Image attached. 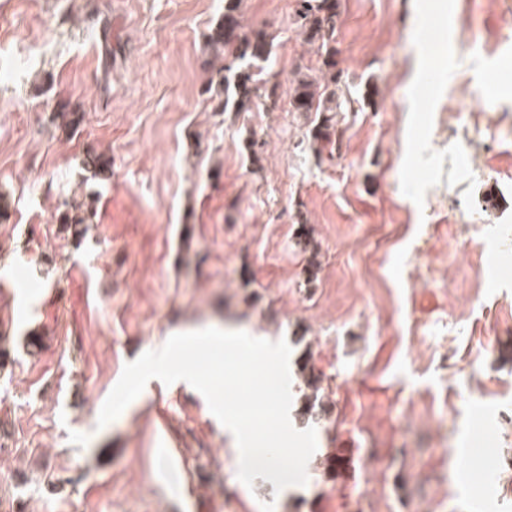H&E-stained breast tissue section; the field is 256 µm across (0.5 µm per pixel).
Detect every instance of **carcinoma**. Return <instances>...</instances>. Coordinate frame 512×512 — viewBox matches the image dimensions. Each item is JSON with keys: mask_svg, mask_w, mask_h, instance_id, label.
<instances>
[{"mask_svg": "<svg viewBox=\"0 0 512 512\" xmlns=\"http://www.w3.org/2000/svg\"><path fill=\"white\" fill-rule=\"evenodd\" d=\"M241 0H224V16L205 34V48L208 65L212 72L205 93L218 112H249L257 103L264 101L276 104L280 82L278 74L271 70H255V63L265 62L271 56L274 35L266 28L245 29L240 14ZM298 27L310 44H318L324 52L323 65L331 76H336L328 45L333 39L338 12L336 0H301L297 14ZM336 89L323 87L307 75L296 80L290 104L296 112H322L321 120L312 128L310 136L320 148L337 140V130L328 113L336 111ZM53 121L64 130H77L83 122V114L70 108L69 104L59 105L53 114ZM85 170L96 178L107 180L112 172V159L101 153L89 152L82 160ZM89 202L69 205L58 214L62 224H89L92 218V199ZM306 364L300 368V376L307 392L303 393L305 405L301 413L304 420L322 419L321 400L324 392L321 381L312 363L309 349L301 352Z\"/></svg>", "mask_w": 512, "mask_h": 512, "instance_id": "carcinoma-1", "label": "carcinoma"}]
</instances>
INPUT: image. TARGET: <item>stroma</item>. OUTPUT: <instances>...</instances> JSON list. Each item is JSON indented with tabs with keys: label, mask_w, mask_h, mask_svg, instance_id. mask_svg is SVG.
<instances>
[{
	"label": "stroma",
	"mask_w": 512,
	"mask_h": 512,
	"mask_svg": "<svg viewBox=\"0 0 512 512\" xmlns=\"http://www.w3.org/2000/svg\"><path fill=\"white\" fill-rule=\"evenodd\" d=\"M338 4L340 139L320 155L318 113L290 105L298 72L322 68L299 0H241L245 25L275 32L282 84L275 108L240 113L203 92L224 0H0L11 512H356L375 452L391 512L441 496L512 512V0ZM62 102L84 113L77 132L52 123ZM90 149L109 180L86 181ZM91 190L79 237L57 211ZM208 322L310 347L325 472L285 495L228 484L232 442L190 386L162 408L145 388L98 427L128 362ZM412 324L414 351L397 344ZM85 170L96 178L108 180L112 172V159L105 154L89 152L82 160Z\"/></svg>",
	"instance_id": "obj_1"
}]
</instances>
